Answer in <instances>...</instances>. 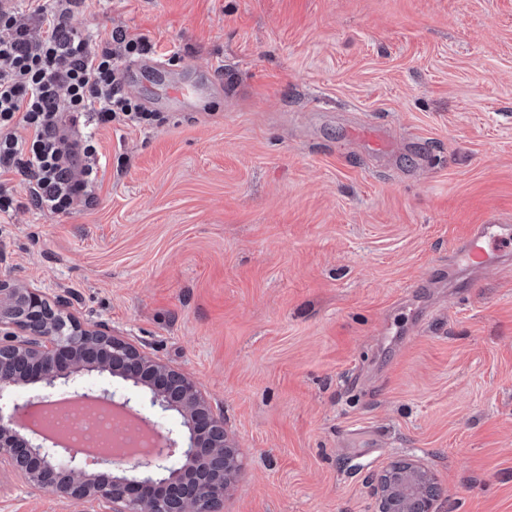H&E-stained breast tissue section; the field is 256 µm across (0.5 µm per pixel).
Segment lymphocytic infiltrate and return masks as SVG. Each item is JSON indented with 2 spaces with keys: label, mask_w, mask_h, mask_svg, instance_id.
I'll use <instances>...</instances> for the list:
<instances>
[{
  "label": "lymphocytic infiltrate",
  "mask_w": 512,
  "mask_h": 512,
  "mask_svg": "<svg viewBox=\"0 0 512 512\" xmlns=\"http://www.w3.org/2000/svg\"><path fill=\"white\" fill-rule=\"evenodd\" d=\"M72 0H11L0 6V174L14 172L35 183L36 206L65 214L96 178L97 144L79 136L64 115H89L96 124L150 121L136 99L122 93L125 64L146 55L147 41L116 30L94 42L68 25ZM29 15L37 29L22 24ZM26 136H18V129Z\"/></svg>",
  "instance_id": "f902f5d3"
}]
</instances>
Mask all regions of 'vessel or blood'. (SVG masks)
<instances>
[{
  "label": "vessel or blood",
  "mask_w": 512,
  "mask_h": 512,
  "mask_svg": "<svg viewBox=\"0 0 512 512\" xmlns=\"http://www.w3.org/2000/svg\"><path fill=\"white\" fill-rule=\"evenodd\" d=\"M512 256V225L493 221L470 225L453 252L451 264L483 268Z\"/></svg>",
  "instance_id": "b4317fda"
}]
</instances>
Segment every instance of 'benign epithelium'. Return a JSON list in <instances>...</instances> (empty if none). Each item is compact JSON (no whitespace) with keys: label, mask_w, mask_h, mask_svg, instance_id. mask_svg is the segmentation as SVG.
<instances>
[{"label":"benign epithelium","mask_w":512,"mask_h":512,"mask_svg":"<svg viewBox=\"0 0 512 512\" xmlns=\"http://www.w3.org/2000/svg\"><path fill=\"white\" fill-rule=\"evenodd\" d=\"M144 390L149 408L180 417V429L154 432L156 445L134 460L113 456L95 466L66 444L27 435L18 416L52 396L57 384L92 374ZM41 384L21 401L17 393ZM76 397L133 411L131 399L102 388ZM21 486L49 490L81 512H224V498L242 473L240 449L224 415L199 384L120 336L82 324L69 302L0 275V468ZM378 512H440L443 489L422 464L403 459L376 475Z\"/></svg>","instance_id":"7a95c632"}]
</instances>
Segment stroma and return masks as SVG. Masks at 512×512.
Wrapping results in <instances>:
<instances>
[{
    "mask_svg": "<svg viewBox=\"0 0 512 512\" xmlns=\"http://www.w3.org/2000/svg\"><path fill=\"white\" fill-rule=\"evenodd\" d=\"M69 24L151 44L129 94L164 121L79 117L99 182L70 213L11 176L0 272L199 383L244 459L224 512H375L401 458L442 512H512V262L448 268L512 222V0H76ZM0 512L78 508L4 469Z\"/></svg>",
    "mask_w": 512,
    "mask_h": 512,
    "instance_id": "stroma-1",
    "label": "stroma"
}]
</instances>
